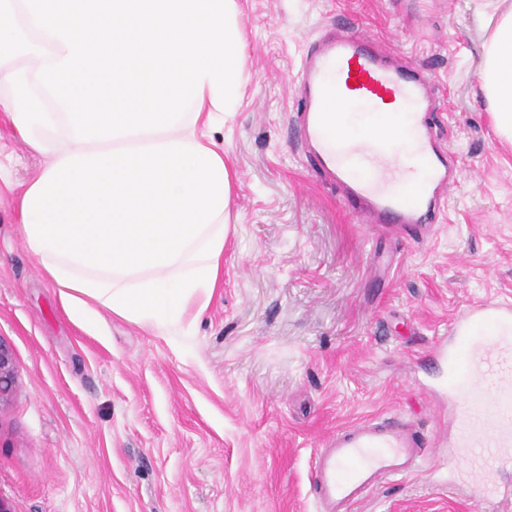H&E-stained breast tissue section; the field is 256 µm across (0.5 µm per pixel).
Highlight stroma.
<instances>
[{
    "instance_id": "35a3bbf8",
    "label": "stroma",
    "mask_w": 512,
    "mask_h": 512,
    "mask_svg": "<svg viewBox=\"0 0 512 512\" xmlns=\"http://www.w3.org/2000/svg\"><path fill=\"white\" fill-rule=\"evenodd\" d=\"M247 83L211 131L239 184L223 285L204 315L155 336L104 314L74 324L24 247L10 184L45 164L0 114V341L17 391L0 406L9 512H316L312 462L337 427L401 413L433 436L448 402L429 354L452 319L512 298V147L480 90L485 0H237ZM354 23L433 77L435 122L459 175L427 244L356 221L295 133L296 69ZM377 485L356 512H512V467L491 502L444 448Z\"/></svg>"
}]
</instances>
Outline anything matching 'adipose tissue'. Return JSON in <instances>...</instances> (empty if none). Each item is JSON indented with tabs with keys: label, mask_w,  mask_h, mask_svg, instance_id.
I'll return each mask as SVG.
<instances>
[{
	"label": "adipose tissue",
	"mask_w": 512,
	"mask_h": 512,
	"mask_svg": "<svg viewBox=\"0 0 512 512\" xmlns=\"http://www.w3.org/2000/svg\"><path fill=\"white\" fill-rule=\"evenodd\" d=\"M481 90L512 142V7L487 17ZM236 0H0V112L48 164L21 230L73 322L157 336L221 278L236 177L208 137L240 104Z\"/></svg>",
	"instance_id": "obj_1"
}]
</instances>
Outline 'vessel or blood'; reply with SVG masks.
<instances>
[{"label":"vessel or blood","instance_id":"b4317fda","mask_svg":"<svg viewBox=\"0 0 512 512\" xmlns=\"http://www.w3.org/2000/svg\"><path fill=\"white\" fill-rule=\"evenodd\" d=\"M296 78L304 88L300 128L319 163L334 176L366 228L403 224L440 227L455 181L453 151L426 121L431 83L419 64H396L388 47L353 30L318 37ZM346 118L385 111L410 133L408 146L382 134L343 141L333 134ZM432 354L448 395L450 457L484 472L512 465V301L488 299L454 318ZM418 424L373 417L326 437L313 461L317 512H350L381 480L422 469L427 457Z\"/></svg>","mask_w":512,"mask_h":512}]
</instances>
